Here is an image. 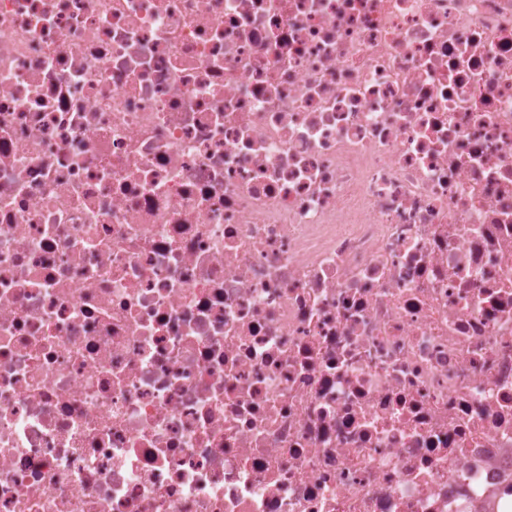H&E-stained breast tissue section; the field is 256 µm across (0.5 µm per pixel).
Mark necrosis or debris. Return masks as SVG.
I'll list each match as a JSON object with an SVG mask.
<instances>
[{
	"instance_id": "necrosis-or-debris-1",
	"label": "necrosis or debris",
	"mask_w": 512,
	"mask_h": 512,
	"mask_svg": "<svg viewBox=\"0 0 512 512\" xmlns=\"http://www.w3.org/2000/svg\"><path fill=\"white\" fill-rule=\"evenodd\" d=\"M512 0H0V512H498Z\"/></svg>"
}]
</instances>
